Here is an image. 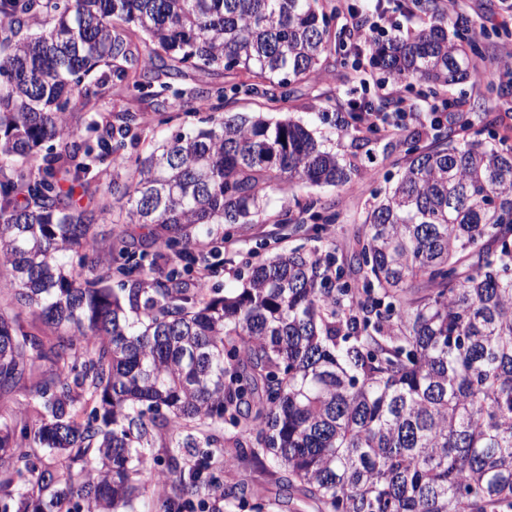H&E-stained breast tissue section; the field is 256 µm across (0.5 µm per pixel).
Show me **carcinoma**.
Masks as SVG:
<instances>
[{
  "mask_svg": "<svg viewBox=\"0 0 512 512\" xmlns=\"http://www.w3.org/2000/svg\"><path fill=\"white\" fill-rule=\"evenodd\" d=\"M448 2L403 4L431 24L372 65L435 95L512 40L506 26L448 32ZM335 14L319 0H0V398L27 397L0 412V512H145L168 485V509L203 508L217 474L251 467L271 468L284 512H512V146L493 122L389 134L404 164L343 259L296 247L225 295L186 279L209 225L260 222L286 184L351 180L303 124L224 111L240 96L277 111L323 56L358 58ZM189 68L230 80L188 93L172 81ZM116 86L212 127L129 173L137 115L95 117ZM345 106L346 125L379 109ZM107 156L105 202L74 203L67 186L88 192ZM317 205L298 204L293 235L338 223ZM113 216L183 268L154 276L159 254L111 231L112 288L88 253ZM226 423L241 429L229 449ZM156 446L165 468L145 480ZM224 496L266 508L244 481Z\"/></svg>",
  "mask_w": 512,
  "mask_h": 512,
  "instance_id": "carcinoma-1",
  "label": "carcinoma"
}]
</instances>
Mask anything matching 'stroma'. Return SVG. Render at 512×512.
I'll return each mask as SVG.
<instances>
[{
	"instance_id": "obj_1",
	"label": "stroma",
	"mask_w": 512,
	"mask_h": 512,
	"mask_svg": "<svg viewBox=\"0 0 512 512\" xmlns=\"http://www.w3.org/2000/svg\"><path fill=\"white\" fill-rule=\"evenodd\" d=\"M458 10L473 23L489 29L502 25L512 27V0H458ZM505 61V46H494L478 62L482 74L480 80L470 79L450 85L440 92L439 97L449 101L452 112L458 115H470L477 108L489 113L496 121L498 134L512 139V106L504 107L501 100L494 97L484 101L479 98L480 90L487 83L512 84V73L506 69ZM380 77V72L372 69L368 62H361L356 69L344 68L329 56L323 59L313 78L293 84L292 93L283 105L284 111L293 119L308 123L329 149L344 162L354 165L358 174L346 186H296L273 192L265 223L212 225L210 233L204 237L214 251L216 262L215 271L207 281L208 287L228 292L236 290L240 288L248 266L297 246L320 254L334 248L344 249L356 229L352 216L364 208L372 191L385 188L387 178L398 170L399 151L386 149L381 142L372 144L367 152L354 150L353 132L345 130L338 121L344 113L345 102L352 96L363 93L370 99H378ZM133 109L141 114L142 122L136 131L138 147L125 150L127 157L132 159L136 158L139 147L170 138L181 130L206 126L208 119L204 112H176L165 123L147 101L134 104ZM310 197L340 211L343 223L331 225L326 230L311 223L305 235L289 236L287 225L281 222L282 217L296 216L298 202ZM226 239L235 242L236 253H223L222 242Z\"/></svg>"
}]
</instances>
